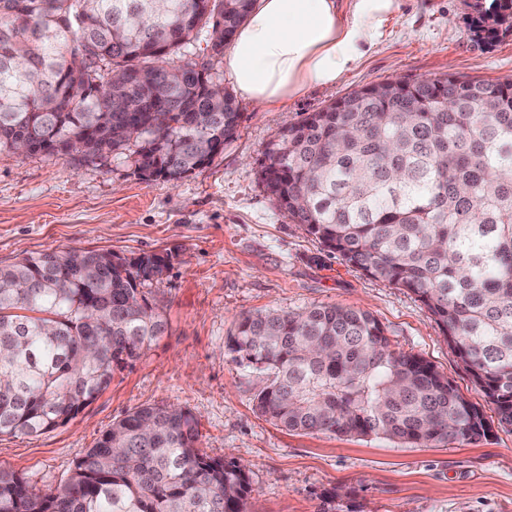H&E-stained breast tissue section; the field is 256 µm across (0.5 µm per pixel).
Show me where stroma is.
Returning a JSON list of instances; mask_svg holds the SVG:
<instances>
[{
	"label": "stroma",
	"instance_id": "35a3bbf8",
	"mask_svg": "<svg viewBox=\"0 0 512 512\" xmlns=\"http://www.w3.org/2000/svg\"><path fill=\"white\" fill-rule=\"evenodd\" d=\"M473 0H399L386 34L335 85L262 112L240 102L234 137L188 177L145 181L132 160L0 149V265L52 250L156 253L170 266L151 286L165 336L76 418L39 435H0V467L38 489L58 486L113 421L150 404L189 411L200 449L245 465L247 512H512V429L416 296L326 254L286 219L259 172L281 131L353 89L387 79H512V31L472 27ZM336 305L372 314L394 350L430 361L473 403L488 431L472 441L411 445L382 435L289 432L255 397L266 374L228 347L240 315Z\"/></svg>",
	"mask_w": 512,
	"mask_h": 512
}]
</instances>
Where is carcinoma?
Instances as JSON below:
<instances>
[{"label":"carcinoma","instance_id":"obj_1","mask_svg":"<svg viewBox=\"0 0 512 512\" xmlns=\"http://www.w3.org/2000/svg\"><path fill=\"white\" fill-rule=\"evenodd\" d=\"M0 0V147L134 157L139 177H188L242 112L207 90L190 47L214 55L254 0ZM477 33L512 30V0H474ZM265 191L307 234L417 296L512 427V80L448 75L363 86L288 126L266 152ZM168 261L51 251L0 266V435L42 434L90 405L112 373L167 331L144 288ZM229 348L263 372L258 413L289 431L410 444L483 435L481 406L370 314L336 305L242 316ZM183 409L112 423L69 477L41 491L0 468V512H246L236 462L198 448Z\"/></svg>","mask_w":512,"mask_h":512}]
</instances>
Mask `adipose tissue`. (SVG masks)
<instances>
[{"label": "adipose tissue", "mask_w": 512, "mask_h": 512, "mask_svg": "<svg viewBox=\"0 0 512 512\" xmlns=\"http://www.w3.org/2000/svg\"><path fill=\"white\" fill-rule=\"evenodd\" d=\"M398 0H258L224 57L238 93L265 110L335 84L383 35Z\"/></svg>", "instance_id": "obj_1"}]
</instances>
